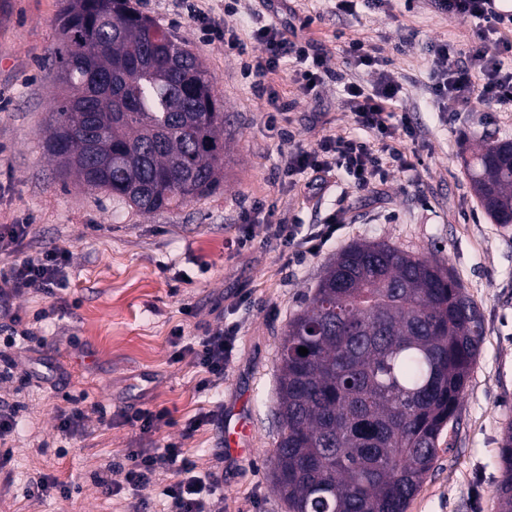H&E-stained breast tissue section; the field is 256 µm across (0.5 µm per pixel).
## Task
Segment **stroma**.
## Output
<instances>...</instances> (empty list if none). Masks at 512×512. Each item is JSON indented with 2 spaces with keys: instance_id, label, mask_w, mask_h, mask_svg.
Returning a JSON list of instances; mask_svg holds the SVG:
<instances>
[{
  "instance_id": "obj_1",
  "label": "stroma",
  "mask_w": 512,
  "mask_h": 512,
  "mask_svg": "<svg viewBox=\"0 0 512 512\" xmlns=\"http://www.w3.org/2000/svg\"><path fill=\"white\" fill-rule=\"evenodd\" d=\"M61 0H0V225L26 224L23 252L55 247L70 253L65 287L55 295L30 289L14 301L26 333L4 331L0 358L12 362L0 379V403L19 405L12 454L0 460V512H165L163 481L137 490L114 470L127 449L180 443L201 471L223 482L224 512H286L269 479L276 445L278 347L289 320L315 291L325 265L356 241H385L433 255L452 268L483 316V343L455 429L444 431L434 468L407 512H498L499 449L512 423V224L491 223L466 170L472 144L486 134L512 139V111H441L431 93V43L473 39V23L435 12L430 0L391 11L334 14L332 0H292L296 17L320 15L308 35L328 52L332 71L371 87L374 76L349 67L339 48L359 39L391 60L403 86L400 109L420 131L413 170L391 172L382 191L357 189L347 178L322 191L281 182L279 152L315 144L327 134H356L342 84L326 80L318 95H299L289 70L270 84L288 99L279 128L267 123L264 100L241 73L238 56L198 35L172 0H132L134 7L202 59L224 101L229 160L219 188L171 210L143 214L74 177L63 176L44 150L58 89L46 64L58 44ZM249 50L252 32L274 20L263 0H247L237 14L222 0H206ZM271 206V221L323 224L340 214L345 227L314 256L286 261L279 250L239 241L242 209ZM238 327L223 383L198 391L188 362L175 361L173 332L197 340ZM54 371L50 382L26 381L34 361ZM79 403L86 417L70 433L60 411ZM241 404L252 418L250 456L224 453L226 412ZM168 408L176 426L144 433L126 423L140 409ZM213 420L191 436L181 424L197 413ZM121 484L105 495L97 480ZM67 485V493H32L39 479Z\"/></svg>"
}]
</instances>
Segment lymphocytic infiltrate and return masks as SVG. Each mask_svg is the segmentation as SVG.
Masks as SVG:
<instances>
[{
    "label": "lymphocytic infiltrate",
    "mask_w": 512,
    "mask_h": 512,
    "mask_svg": "<svg viewBox=\"0 0 512 512\" xmlns=\"http://www.w3.org/2000/svg\"><path fill=\"white\" fill-rule=\"evenodd\" d=\"M438 13L474 23L476 38L466 46L439 41L431 46L433 56L431 91L442 106L454 112L471 111L481 105L495 112L512 107V14L502 15L491 7V0H434ZM190 23L209 41L223 42L225 49L243 58V71L252 77L258 95L267 96L278 111L287 104L278 102L268 91L267 80L287 64H294L292 80L302 95L316 93L330 76L326 52L312 40L290 38L285 25L271 23L253 34L261 52L249 54L236 32L198 5L197 0H175ZM347 64L370 70L374 76L371 89L345 82L349 110L358 135H326L310 148L296 147L279 155V171L285 183H296L298 176L313 172L327 177L344 170L353 177L359 189L373 191L385 181L390 168L408 170L413 161L403 150L404 142L415 140L417 132L407 115L396 112L402 98V85L388 69V63L366 49L363 42L350 40L342 46ZM262 205L255 204L241 213L245 224H261L266 241L276 244L288 259L300 260L315 255L341 229L338 219L315 224L307 231L297 225L265 222ZM30 233L26 224L0 225V251L15 253L16 258L0 269V315H10L13 301L27 290L37 288L54 294L66 281L69 251L55 248L37 256H21L20 250ZM237 328L225 325L198 340L186 343L174 354L175 360L190 359L199 380L197 387L205 391L224 379V371L232 357ZM127 484L141 488L168 475L169 483L162 494L168 501V512H220L223 500L220 481L212 473H201L188 449L170 442L145 452L128 451L120 465Z\"/></svg>",
    "instance_id": "f902f5d3"
}]
</instances>
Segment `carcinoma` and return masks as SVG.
<instances>
[{
	"label": "carcinoma",
	"mask_w": 512,
	"mask_h": 512,
	"mask_svg": "<svg viewBox=\"0 0 512 512\" xmlns=\"http://www.w3.org/2000/svg\"><path fill=\"white\" fill-rule=\"evenodd\" d=\"M131 0H63L45 152L90 191L149 214L214 192L224 102L200 57ZM487 217L512 224V143L467 162ZM483 340L481 314L445 262L375 241L328 264L279 346V434L269 477L288 512H406L456 421ZM305 347L308 354L298 349ZM498 512H512V423Z\"/></svg>",
	"instance_id": "carcinoma-1"
}]
</instances>
